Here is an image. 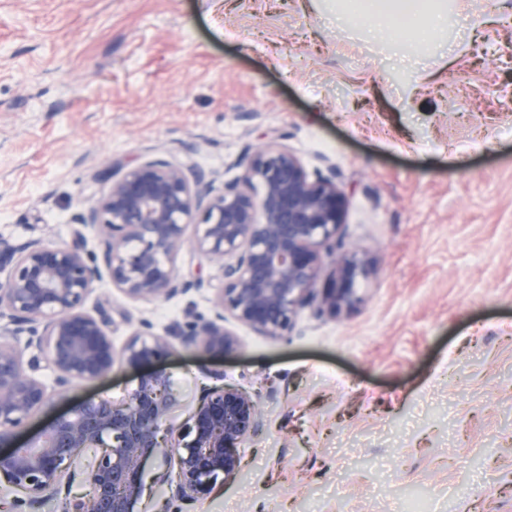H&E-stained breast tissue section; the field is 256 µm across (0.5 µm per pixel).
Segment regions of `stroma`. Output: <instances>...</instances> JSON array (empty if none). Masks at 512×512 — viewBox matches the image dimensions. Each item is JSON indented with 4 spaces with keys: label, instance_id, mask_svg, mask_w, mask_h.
<instances>
[{
    "label": "stroma",
    "instance_id": "obj_1",
    "mask_svg": "<svg viewBox=\"0 0 512 512\" xmlns=\"http://www.w3.org/2000/svg\"><path fill=\"white\" fill-rule=\"evenodd\" d=\"M336 0H0V236L71 241L109 189L103 169L163 157L230 184L258 137L334 177L341 236L368 261L338 320L299 309L273 338L225 317L232 354L173 343L179 440L204 367L256 394L242 471L181 512H512V10L449 4L427 47L360 38ZM207 288L133 300L97 283L115 348L140 321L166 335L186 306L212 318L219 264L189 248ZM138 374L115 363L36 411L35 434Z\"/></svg>",
    "mask_w": 512,
    "mask_h": 512
}]
</instances>
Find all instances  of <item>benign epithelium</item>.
Returning <instances> with one entry per match:
<instances>
[{"instance_id": "1", "label": "benign epithelium", "mask_w": 512, "mask_h": 512, "mask_svg": "<svg viewBox=\"0 0 512 512\" xmlns=\"http://www.w3.org/2000/svg\"><path fill=\"white\" fill-rule=\"evenodd\" d=\"M215 182L210 173L162 157L114 165L107 193L77 216L71 242L49 247L39 238L0 236V479L28 501L55 499L62 512H136L148 463L166 454L163 424L178 398L162 369L143 374L122 399L82 402L37 440L18 443L30 416L73 384L107 377L118 358L131 368L157 363L172 338L186 348L233 353L239 342L224 327L226 312L259 334L282 337L306 304L334 319L359 304L356 285L367 276V261L344 249L346 196L335 178L311 176L297 154L267 143L255 148L236 182L220 189ZM88 225L97 229L99 256L86 248L81 228ZM186 245L222 264L214 318L189 306L169 336L153 335L144 321L115 351L110 311L87 309L96 284L106 274L125 296L145 301L198 291L208 286L201 276L180 278L172 266ZM325 245L336 254L335 269L320 287ZM43 369L53 374L50 386L37 376ZM261 424L249 392L203 389L187 441L172 449L176 471L167 503L205 498L219 477L235 480L242 469L238 445ZM90 450L87 466L71 471ZM77 475L90 488L86 498L70 493Z\"/></svg>"}]
</instances>
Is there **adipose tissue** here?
I'll list each match as a JSON object with an SVG mask.
<instances>
[{
	"label": "adipose tissue",
	"instance_id": "ef3b65f1",
	"mask_svg": "<svg viewBox=\"0 0 512 512\" xmlns=\"http://www.w3.org/2000/svg\"><path fill=\"white\" fill-rule=\"evenodd\" d=\"M444 0H350L348 9L368 37L393 41L399 36L428 42L448 23Z\"/></svg>",
	"mask_w": 512,
	"mask_h": 512
}]
</instances>
